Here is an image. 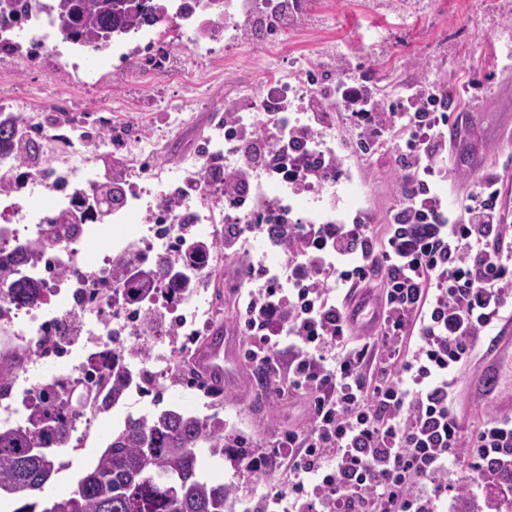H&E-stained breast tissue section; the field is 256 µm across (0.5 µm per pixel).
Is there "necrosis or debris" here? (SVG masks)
I'll return each instance as SVG.
<instances>
[{
  "label": "necrosis or debris",
  "mask_w": 512,
  "mask_h": 512,
  "mask_svg": "<svg viewBox=\"0 0 512 512\" xmlns=\"http://www.w3.org/2000/svg\"><path fill=\"white\" fill-rule=\"evenodd\" d=\"M60 21L47 0H29L26 17L18 21L0 15V86L14 77L15 65L49 68L65 53L92 56L94 50L71 41L69 49L57 42ZM287 0H216L209 8L194 7L192 0H170L160 20L113 37L108 49L126 61L124 81L144 86L142 95L103 102L99 111L109 125H134L140 115L164 111L167 121L152 134L134 133L118 153L120 172L115 181L122 190L120 204L112 210L109 228H102L96 211L87 207L106 175L98 167L93 147L103 146V130L91 113L71 116L77 91L95 85V77L71 70L46 100L26 94L19 99L0 98V112L12 114L16 137L11 154L0 159V170L11 173L14 189L0 191V250L10 252L30 243L48 218L62 210L72 211L80 224L73 237L62 239L56 250L15 267L13 279L39 283L44 297L37 305H10L0 317V426L26 425L25 412L36 403L39 389L50 381L64 383L67 394L81 402L71 418L77 434L76 448H84L100 433V411L94 393L109 390L105 368L90 362L84 345L68 336L73 314H81L87 333L102 331L110 340L131 376L123 406L142 401L149 385L166 381L182 387L186 379L177 371L174 356L187 355L203 339L218 315L209 297L213 269L224 264V240L234 233L239 251H247L260 224H289L301 219L309 233L335 216L323 214L324 195L335 193L336 125L349 123L350 135L360 142L364 155L398 152L393 132L363 139L365 114H351L344 98L356 77L347 74L331 85L319 83L324 54L295 58L289 66L279 59L288 43ZM256 43L265 49L266 61L260 84L242 81L232 95L242 108L229 123H217L201 132L188 148L180 165L158 161L161 150L190 125L210 99L227 50ZM182 45L204 60L196 69L174 66L168 47ZM163 78L183 88L181 96L161 100L152 91L155 79ZM311 125V136L296 143L288 130ZM276 134L273 152L277 164L253 169L233 204H225L224 185L214 171L237 170L253 144ZM40 146L37 165L23 168L19 162L27 142ZM205 229L198 243L205 260L190 265L181 243L180 225ZM296 241L305 250L311 238ZM108 235L109 248L98 262L109 271L108 285L92 284L82 260L84 249ZM137 263H130V256ZM162 258L174 269L187 272L191 287L175 290L170 280L157 282L150 301L133 299L128 287L135 268L152 269ZM165 309L168 322L162 327L150 363L129 357L135 344L136 316L146 304Z\"/></svg>",
  "instance_id": "4bbe7bcc"
}]
</instances>
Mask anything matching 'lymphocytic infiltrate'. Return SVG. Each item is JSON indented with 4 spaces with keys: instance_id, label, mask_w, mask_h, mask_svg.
Wrapping results in <instances>:
<instances>
[{
    "instance_id": "1",
    "label": "lymphocytic infiltrate",
    "mask_w": 512,
    "mask_h": 512,
    "mask_svg": "<svg viewBox=\"0 0 512 512\" xmlns=\"http://www.w3.org/2000/svg\"><path fill=\"white\" fill-rule=\"evenodd\" d=\"M447 123L421 113L402 157L406 232L378 250L372 225H325L308 252L288 251L297 282L266 280L251 296V358L277 393L309 395L310 424L265 459H287V490L248 512H439L477 490L495 507L512 496V422L465 431L455 392L460 367L512 309V226L492 177L446 218L429 180L448 157ZM376 276L381 317L358 339L346 301Z\"/></svg>"
}]
</instances>
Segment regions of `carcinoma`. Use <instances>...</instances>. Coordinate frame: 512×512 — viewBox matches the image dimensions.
I'll use <instances>...</instances> for the list:
<instances>
[{
  "instance_id": "obj_1",
  "label": "carcinoma",
  "mask_w": 512,
  "mask_h": 512,
  "mask_svg": "<svg viewBox=\"0 0 512 512\" xmlns=\"http://www.w3.org/2000/svg\"><path fill=\"white\" fill-rule=\"evenodd\" d=\"M63 30L75 39L105 41L110 33L134 22L161 19L163 6L136 0L130 11L118 12L113 0H58L53 4ZM15 127L11 116L0 112V153L12 151ZM74 222L61 215L47 224L26 250V258L57 248ZM11 299L34 304L41 288L35 282H13ZM115 401L125 392L129 377L110 370ZM69 401L47 384L42 403L23 428L0 429V491L19 494L23 503L15 512H224L230 488L201 474L196 448L210 444L214 452L234 448L239 455L252 450L224 436V422L190 412L165 409L150 417L127 418L123 429L112 435L94 468L69 495L38 499L54 472L52 453L69 444Z\"/></svg>"
}]
</instances>
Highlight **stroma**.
<instances>
[{
    "instance_id": "obj_1",
    "label": "stroma",
    "mask_w": 512,
    "mask_h": 512,
    "mask_svg": "<svg viewBox=\"0 0 512 512\" xmlns=\"http://www.w3.org/2000/svg\"><path fill=\"white\" fill-rule=\"evenodd\" d=\"M288 24L295 35L282 64L326 47L334 51L327 65L329 76L357 73L390 103L399 102V87L427 84L446 89L449 119H456L461 101L476 105L464 129L447 132L454 170L437 193L441 200L461 206L474 182L491 175L502 188L499 204L512 218V0H323L316 14L299 2ZM250 57L244 67L227 70L223 82L213 90L209 111L200 115L201 123L211 120L212 110H235L228 91L240 81L256 78L264 61L263 48L252 47ZM352 175L353 187L343 188L336 198H324L320 206L348 220L356 213H369L375 229L374 245L383 247L399 203L400 157L379 155L353 162ZM286 259L284 250L258 246L248 253H235L215 272L224 292V328L238 332L245 311L240 299L248 291L239 286L237 269L252 260L278 266ZM238 363L243 373L241 385L218 393L166 390L160 402L149 406V413L179 406L202 417L218 415L224 420L226 433L243 436L248 447L260 454L267 451L276 435L307 424L301 400L257 392L255 363L244 355ZM103 426L106 435L113 432L111 415H104ZM106 435L84 448L80 461H73L69 449L55 452V471L46 485V497L66 495L75 489L103 452ZM200 454L204 474L231 488L229 512H244L253 505L256 487L274 492L285 486L277 475L268 472L251 478L245 462L212 454L209 446H202Z\"/></svg>"
}]
</instances>
